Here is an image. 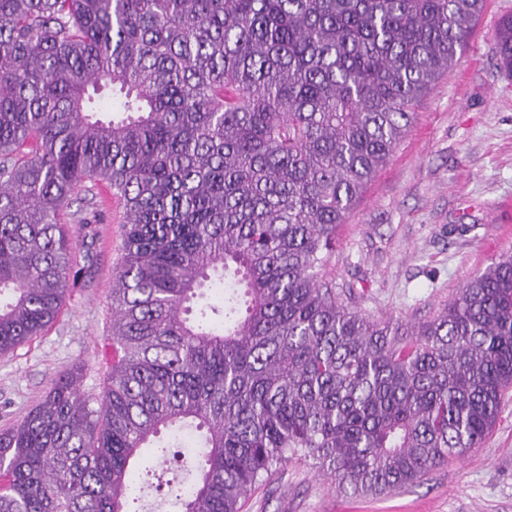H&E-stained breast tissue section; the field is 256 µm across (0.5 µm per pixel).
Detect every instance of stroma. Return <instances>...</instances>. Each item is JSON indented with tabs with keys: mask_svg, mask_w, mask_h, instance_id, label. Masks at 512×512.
Returning <instances> with one entry per match:
<instances>
[{
	"mask_svg": "<svg viewBox=\"0 0 512 512\" xmlns=\"http://www.w3.org/2000/svg\"><path fill=\"white\" fill-rule=\"evenodd\" d=\"M512 0H486L448 74L423 96L405 137L366 185L336 233L325 269L340 302L378 322L418 325L435 317L464 282L512 253V78L496 60L500 21ZM123 208L105 184L86 182L67 209L89 223L94 264L71 281L65 305L42 335L0 358V431L36 407L58 375L99 392L112 323L109 292L122 255ZM465 224L466 233H450ZM152 449L130 474L134 512H172L149 489L173 477ZM242 512H512V395L480 448L449 458L390 494L340 493L314 460H291L256 488Z\"/></svg>",
	"mask_w": 512,
	"mask_h": 512,
	"instance_id": "obj_1",
	"label": "stroma"
}]
</instances>
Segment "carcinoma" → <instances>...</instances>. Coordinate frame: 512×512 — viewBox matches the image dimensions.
Masks as SVG:
<instances>
[{"instance_id":"1","label":"carcinoma","mask_w":512,"mask_h":512,"mask_svg":"<svg viewBox=\"0 0 512 512\" xmlns=\"http://www.w3.org/2000/svg\"><path fill=\"white\" fill-rule=\"evenodd\" d=\"M484 0H0V357L60 313L98 180L123 204L113 356L0 434V512H130L141 449L201 448L177 512H241L294 458L411 485L512 390V254L402 327L323 279L336 232ZM512 76V16L497 31Z\"/></svg>"}]
</instances>
